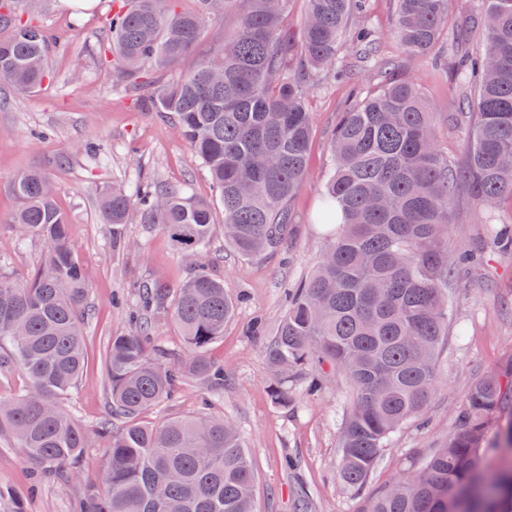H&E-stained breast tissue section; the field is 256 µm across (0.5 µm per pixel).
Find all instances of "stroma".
Segmentation results:
<instances>
[{"label": "stroma", "mask_w": 512, "mask_h": 512, "mask_svg": "<svg viewBox=\"0 0 512 512\" xmlns=\"http://www.w3.org/2000/svg\"><path fill=\"white\" fill-rule=\"evenodd\" d=\"M38 6L44 25L66 36L67 43L52 50L51 79L40 91L19 96L0 89V275L24 281L41 263L42 243L18 242L8 222L18 207L11 191L14 175L42 168L57 187V204L71 224L89 288V313L82 325L88 359L63 405L94 431L111 405L108 342L127 331L126 312L135 305L139 286L157 280L175 286L192 275L190 261L160 228L135 220L127 226V249L113 255L109 227L100 213L102 192L138 180L204 201L213 200L215 192L169 116L142 110L132 91L113 87L111 71L100 62L112 0H88L80 8L67 0H39ZM365 23L377 37L380 57L390 60L391 67L382 74L367 68L359 81L370 91L387 78L416 82L436 114L441 147L450 160L463 162L471 127L451 119L458 110L456 83L440 61L441 51L405 56L394 0H368ZM349 93L348 83L327 80L307 98L312 120L308 176L293 200L292 230L280 247L258 257L239 255L225 245L218 224L201 256L237 301L223 338L207 352L211 361L224 366L223 389L208 393L197 382L184 381L170 399L140 417L149 425L198 415L231 422L251 457L258 512H296L301 499L308 501L309 512H363L370 498L455 432L456 410L471 383L512 358V253H493L484 268L461 275L449 290L448 340L439 356L441 377L425 425L409 423L391 438L360 491L345 490L339 481L341 432L352 388L336 369L326 368L316 395L295 387L294 408L272 404L265 356L269 338L252 335L249 326L261 316L276 327L286 309L287 289L309 277L320 260L326 238L317 211L332 164L331 136ZM453 213L448 247L458 251L479 243L488 223L512 224V197L504 196L487 215L462 190L454 198ZM107 444V437L95 435L75 475L64 479L34 471L9 433L0 431V489L10 493L0 501V512H12L16 497L26 499L28 512H73L75 501L105 469Z\"/></svg>", "instance_id": "35a3bbf8"}]
</instances>
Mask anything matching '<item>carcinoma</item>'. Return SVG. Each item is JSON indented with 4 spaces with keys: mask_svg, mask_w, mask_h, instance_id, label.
<instances>
[{
    "mask_svg": "<svg viewBox=\"0 0 512 512\" xmlns=\"http://www.w3.org/2000/svg\"><path fill=\"white\" fill-rule=\"evenodd\" d=\"M290 0H121L108 19L112 45L103 65L112 83L137 91L140 108L173 116L175 127L208 170L216 202L137 182L101 195L112 253L127 247L126 226L157 225L181 254L207 248L222 208L224 240L257 256L279 246L291 203L307 177L312 132L305 100L327 73L353 74L374 58L363 29L357 63L338 59L349 22L365 0H306L299 31L284 25ZM484 41L473 51L455 43L461 113L474 115L464 163H448L434 112L412 81L387 83L343 113L333 134V166L322 220L336 225L311 275L289 295L265 354L278 408L294 405L293 387L313 395L319 368L337 367L353 389L338 462L343 486L361 488L389 439L421 419L439 382V353L448 336V284L495 250H512V225L494 227L464 252L448 250L451 201L466 189L491 212L512 196V0H481ZM34 0H0V84L33 93L50 78L51 47ZM403 50L428 53L448 31V0H396ZM232 19L213 52L173 80L166 71L196 45L206 23ZM478 93L467 96V83ZM20 206L10 228L43 243L40 266L24 283L0 277V350L24 370L29 385L0 399V428L45 471L75 467L88 447L83 424L65 410L85 364L83 306L88 284L67 216L49 175L18 172L11 184ZM130 330L110 338L106 375L112 405L99 433L110 438L99 483L79 512H256L255 475L235 427L213 417L139 421L193 377L209 389L224 381L208 348L224 337L233 302L224 281L202 263L170 288L143 286ZM171 314L185 342L176 363L155 356L152 316ZM512 459V362L475 381L457 412V427L416 471L372 499L364 512H512V467L485 481L486 458Z\"/></svg>",
    "mask_w": 512,
    "mask_h": 512,
    "instance_id": "carcinoma-1",
    "label": "carcinoma"
}]
</instances>
